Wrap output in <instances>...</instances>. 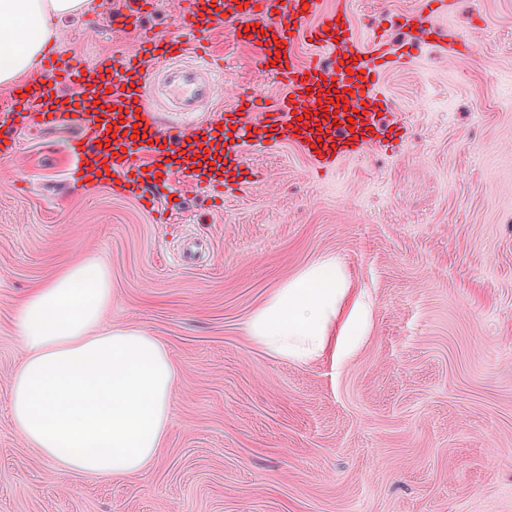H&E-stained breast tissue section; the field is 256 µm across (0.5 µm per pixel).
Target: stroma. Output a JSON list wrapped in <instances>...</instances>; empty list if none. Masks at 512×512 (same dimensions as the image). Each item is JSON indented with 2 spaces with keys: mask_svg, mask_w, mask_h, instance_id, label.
I'll return each instance as SVG.
<instances>
[{
  "mask_svg": "<svg viewBox=\"0 0 512 512\" xmlns=\"http://www.w3.org/2000/svg\"><path fill=\"white\" fill-rule=\"evenodd\" d=\"M125 0H91L58 25L94 57L134 32ZM359 37L416 43L384 84L407 135L328 174L293 146L247 148L259 179L208 200L176 180L156 211L68 175L67 127H32L0 163V512H512V0H455L448 58L392 17L420 0H349ZM224 106L280 89L224 28ZM198 242L180 259L184 238ZM324 256L371 306L359 350L299 366L252 345L247 323ZM102 262L105 318L162 341L178 370L154 464L118 480L61 472L10 415L24 356L14 325L30 288Z\"/></svg>",
  "mask_w": 512,
  "mask_h": 512,
  "instance_id": "obj_1",
  "label": "stroma"
}]
</instances>
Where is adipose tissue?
Masks as SVG:
<instances>
[{
	"instance_id": "ef3b65f1",
	"label": "adipose tissue",
	"mask_w": 512,
	"mask_h": 512,
	"mask_svg": "<svg viewBox=\"0 0 512 512\" xmlns=\"http://www.w3.org/2000/svg\"><path fill=\"white\" fill-rule=\"evenodd\" d=\"M90 0H0V84L35 67L60 20ZM112 283L95 260L35 288L16 311L27 356L11 376L16 430L62 470L101 478L147 471L172 421L177 369L166 347L133 325L107 324ZM369 308L342 265L322 257L251 316V343L300 366L359 347Z\"/></svg>"
}]
</instances>
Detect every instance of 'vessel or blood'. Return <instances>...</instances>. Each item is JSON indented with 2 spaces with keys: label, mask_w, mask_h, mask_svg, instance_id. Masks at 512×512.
Returning <instances> with one entry per match:
<instances>
[{
  "label": "vessel or blood",
  "mask_w": 512,
  "mask_h": 512,
  "mask_svg": "<svg viewBox=\"0 0 512 512\" xmlns=\"http://www.w3.org/2000/svg\"><path fill=\"white\" fill-rule=\"evenodd\" d=\"M173 7L180 34L140 33L119 55L87 60L49 48L24 91L10 93L0 112V160L15 156L24 115L46 128L66 125L76 131L67 151L81 181L109 179L114 194L143 202L177 174L215 197L247 188L244 149L253 144L296 146L313 168L327 169L403 140L383 77L414 56L392 49L383 34L358 38L348 0L326 10L320 0H247L243 7L237 0H173ZM220 25L255 49L258 69L281 77L284 89L271 100L241 92L218 118L203 120L200 112L223 97L216 80L223 66L209 38ZM301 41L313 47L304 61L296 52ZM334 93L346 109L331 103ZM169 112L183 122L170 125ZM139 122L141 137L133 134Z\"/></svg>",
  "instance_id": "b4317fda"
}]
</instances>
